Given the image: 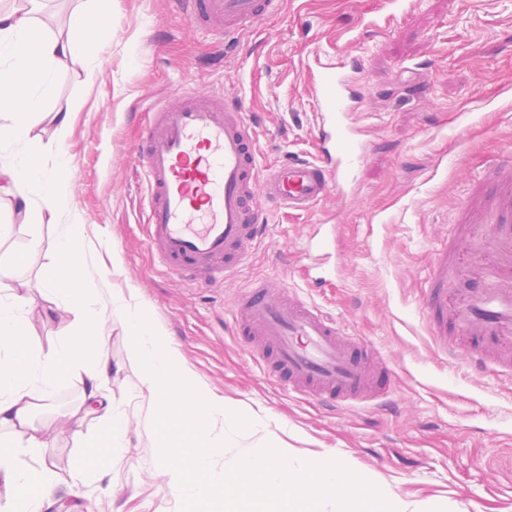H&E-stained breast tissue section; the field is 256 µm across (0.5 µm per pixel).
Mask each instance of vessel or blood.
<instances>
[{"mask_svg": "<svg viewBox=\"0 0 512 512\" xmlns=\"http://www.w3.org/2000/svg\"><path fill=\"white\" fill-rule=\"evenodd\" d=\"M196 27L235 37L282 13L287 0H172ZM362 58L313 55L303 68L318 115V157L260 169L243 104L223 91L175 87L150 108L138 161L145 236L164 272L197 288L234 277L264 243L271 209L305 212L352 183L366 155L353 120ZM494 193L474 186L457 240L435 252L425 307L436 347L482 370L512 373V154L490 168ZM464 279L457 300L448 284ZM233 334L282 389L336 409L381 405L390 392L384 357L277 279L238 289Z\"/></svg>", "mask_w": 512, "mask_h": 512, "instance_id": "obj_1", "label": "vessel or blood"}]
</instances>
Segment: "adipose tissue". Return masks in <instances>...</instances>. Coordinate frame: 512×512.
<instances>
[{"label": "adipose tissue", "instance_id": "ef3b65f1", "mask_svg": "<svg viewBox=\"0 0 512 512\" xmlns=\"http://www.w3.org/2000/svg\"><path fill=\"white\" fill-rule=\"evenodd\" d=\"M25 9L0 11V141L30 142L31 117L40 112L52 91V73L76 54L97 58L99 46L89 32V15L72 21L78 39L41 34L36 14L40 0ZM68 161L57 153L53 167L29 154L25 162L0 157V190L22 198L24 214L36 219L58 213L63 200L61 175ZM56 266L45 282L50 296L65 298L79 323L73 336L57 350L38 355L24 342L26 302L0 298V483L11 492V512H38L52 488L49 470L23 468V448H47L32 423L33 408L51 399L57 380L83 374V403L99 413V429L88 436L75 431L84 447L87 467L103 453L127 447L122 415L114 413L103 392L110 364L105 354L106 323L122 315L143 384L148 388L159 428L161 472L193 512H203L213 498L224 512H420L413 503L369 481L349 462L318 456L293 463L276 438H268L259 455H240L222 484L210 470L245 424L208 388L200 385L156 325L151 313L133 309L120 299H103L84 272V243L74 225H63L53 242Z\"/></svg>", "mask_w": 512, "mask_h": 512}]
</instances>
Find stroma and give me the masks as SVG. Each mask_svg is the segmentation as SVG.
I'll return each mask as SVG.
<instances>
[{
    "label": "stroma",
    "mask_w": 512,
    "mask_h": 512,
    "mask_svg": "<svg viewBox=\"0 0 512 512\" xmlns=\"http://www.w3.org/2000/svg\"><path fill=\"white\" fill-rule=\"evenodd\" d=\"M379 0H288L284 13L241 32L230 44L200 33L170 0H111V29L99 32L98 60L68 58L53 93L33 119L45 163L69 157L65 207L37 223L0 193V263L16 254L15 295L28 302L31 348L47 353L77 320L42 294L55 266L49 249L61 225L75 224L86 268L103 298L149 307L197 381L240 416L259 414L214 466L222 482L239 454L275 435L293 461L341 458L421 512H512V374L448 362L427 331L422 292L434 251L457 221L471 186L512 152V0H418L392 31L364 36ZM312 52L364 56L356 92L368 154L349 193L309 214L271 212L267 239L224 286L189 288L162 272L143 224L145 182L136 150L149 106L182 83L241 100L261 165L317 154L316 116L300 62ZM95 76H88V69ZM70 115L65 133L51 116ZM325 251L305 252L314 235ZM288 289L386 355L393 407L358 405L327 412L281 393L228 328L234 296L256 276ZM325 278L321 288L313 278ZM106 392L125 414L129 445L103 474L80 471L82 450L70 419L84 395L79 375L62 378L33 414L55 487L41 512H186L157 459L150 393L127 341L124 320L107 325Z\"/></svg>",
    "instance_id": "obj_1"
}]
</instances>
